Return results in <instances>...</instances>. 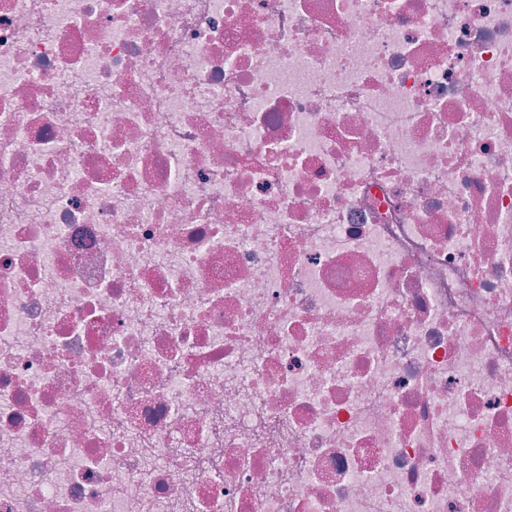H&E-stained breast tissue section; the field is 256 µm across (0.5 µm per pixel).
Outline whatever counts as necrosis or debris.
I'll use <instances>...</instances> for the list:
<instances>
[{
    "mask_svg": "<svg viewBox=\"0 0 512 512\" xmlns=\"http://www.w3.org/2000/svg\"><path fill=\"white\" fill-rule=\"evenodd\" d=\"M0 512H512V0H0Z\"/></svg>",
    "mask_w": 512,
    "mask_h": 512,
    "instance_id": "1",
    "label": "necrosis or debris"
}]
</instances>
